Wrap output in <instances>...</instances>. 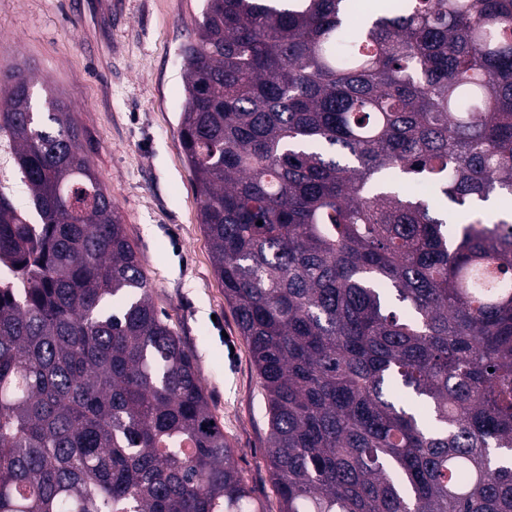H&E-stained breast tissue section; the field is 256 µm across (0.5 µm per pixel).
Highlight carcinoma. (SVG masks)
<instances>
[{
    "instance_id": "1",
    "label": "carcinoma",
    "mask_w": 512,
    "mask_h": 512,
    "mask_svg": "<svg viewBox=\"0 0 512 512\" xmlns=\"http://www.w3.org/2000/svg\"><path fill=\"white\" fill-rule=\"evenodd\" d=\"M205 0L180 136L281 512H512V0ZM0 75V512H256L68 107ZM463 208L448 227L401 188ZM262 225H257V222ZM491 263L497 275L484 277ZM0 145L6 150V154L0 152V192L6 194L18 210L25 212L32 221H35L37 216L33 210L29 190L15 163L13 143L1 131Z\"/></svg>"
}]
</instances>
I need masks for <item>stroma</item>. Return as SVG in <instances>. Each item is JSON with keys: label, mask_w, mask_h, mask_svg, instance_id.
I'll list each match as a JSON object with an SVG mask.
<instances>
[{"label": "stroma", "mask_w": 512, "mask_h": 512, "mask_svg": "<svg viewBox=\"0 0 512 512\" xmlns=\"http://www.w3.org/2000/svg\"><path fill=\"white\" fill-rule=\"evenodd\" d=\"M201 8L202 0H0V72L34 74L35 109L49 90L69 106L155 307L195 356L236 468L260 512H280L264 455L265 392L214 274L181 144V48ZM12 148L0 132V192L29 214Z\"/></svg>", "instance_id": "stroma-1"}]
</instances>
